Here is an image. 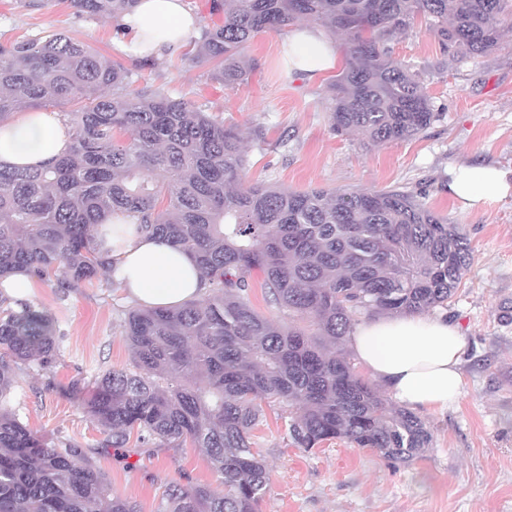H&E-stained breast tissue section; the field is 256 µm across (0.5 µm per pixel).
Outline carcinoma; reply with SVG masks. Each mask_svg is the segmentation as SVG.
<instances>
[{"label": "carcinoma", "mask_w": 512, "mask_h": 512, "mask_svg": "<svg viewBox=\"0 0 512 512\" xmlns=\"http://www.w3.org/2000/svg\"><path fill=\"white\" fill-rule=\"evenodd\" d=\"M119 18L138 0H69ZM195 58L211 78L247 81L241 51L299 19L341 34L345 70L330 84L334 129L373 145L416 137L437 120L416 75L389 43L423 19L441 49L479 56L512 30V0H212ZM130 69L63 34L0 43V121L68 102L71 146L37 168L0 164V279L56 275L65 294L110 266L94 229L126 213L139 229L189 252L208 283L203 300L124 312L128 367L94 379L86 414L124 447L205 450L223 489L172 483L162 512H258L267 466L251 431L262 403L297 409L288 431L311 451L332 439L408 463L432 445L413 411L393 405L341 353L360 315L445 308L473 261L459 225L399 190L289 191L245 184L236 128L193 102L129 91ZM108 90H120L114 97ZM259 276L267 303L316 332L275 323L248 298ZM0 297V512H139L112 492L92 449L50 445L8 408L17 370L52 366L53 317Z\"/></svg>", "instance_id": "carcinoma-1"}]
</instances>
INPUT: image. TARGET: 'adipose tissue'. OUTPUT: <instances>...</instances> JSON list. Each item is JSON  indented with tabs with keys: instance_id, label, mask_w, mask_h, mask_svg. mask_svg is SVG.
<instances>
[{
	"instance_id": "ef3b65f1",
	"label": "adipose tissue",
	"mask_w": 512,
	"mask_h": 512,
	"mask_svg": "<svg viewBox=\"0 0 512 512\" xmlns=\"http://www.w3.org/2000/svg\"><path fill=\"white\" fill-rule=\"evenodd\" d=\"M121 24L129 36L125 51L162 58L186 45L197 19L183 0H139ZM285 44L289 72L312 80L336 66V43L318 26L293 28ZM69 144V128L54 112L31 109L0 122L4 165L38 167ZM448 191L463 208L475 209L488 196L512 195V175L494 166L460 168L452 171ZM94 236L112 258L109 278L143 307L177 306L207 289L192 256L165 238L141 232L125 215H112L96 226ZM349 345L359 364L403 408L441 412L462 395L468 338L445 317L420 313L366 319L354 326Z\"/></svg>"
}]
</instances>
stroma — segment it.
I'll return each mask as SVG.
<instances>
[{
    "mask_svg": "<svg viewBox=\"0 0 512 512\" xmlns=\"http://www.w3.org/2000/svg\"><path fill=\"white\" fill-rule=\"evenodd\" d=\"M119 20L77 12L66 0H0V42L64 33L106 58L133 66L131 87L192 101L243 135L247 182L313 188H400L461 225L473 262L444 313L470 339L460 400L424 413L433 445L407 464L332 440L307 452L288 433L278 402L264 403L252 431L269 472L261 512H512V196L465 210L448 193L459 166L512 170V31L486 56L463 58L440 49L424 24L390 43L394 57L418 72L438 118L420 136L384 145L334 131L328 87L344 70L316 80L283 66L285 31L259 35L242 51L248 84L230 87L195 61V44L174 56L135 66L121 47ZM31 302L49 312L61 338L53 367L30 364L18 373L10 408L49 441L94 449L93 460L116 495L140 512H160L170 483L219 486L199 448H158L130 437L121 448L81 407L98 373L129 366L123 312L132 306L106 273L68 294L55 277L39 279Z\"/></svg>",
    "mask_w": 512,
    "mask_h": 512,
    "instance_id": "35a3bbf8",
    "label": "stroma"
}]
</instances>
